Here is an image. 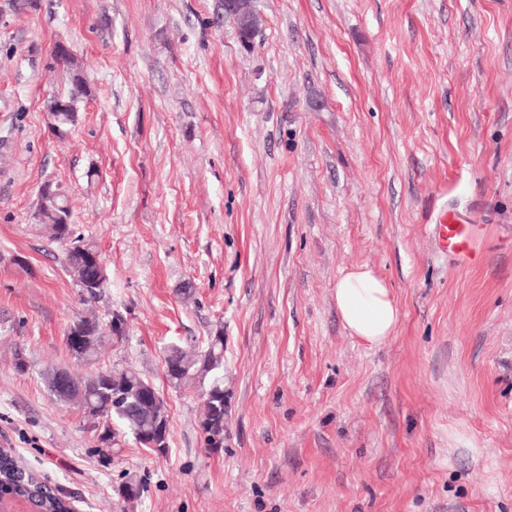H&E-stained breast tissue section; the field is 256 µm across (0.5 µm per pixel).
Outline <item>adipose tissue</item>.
<instances>
[{
  "label": "adipose tissue",
  "mask_w": 512,
  "mask_h": 512,
  "mask_svg": "<svg viewBox=\"0 0 512 512\" xmlns=\"http://www.w3.org/2000/svg\"><path fill=\"white\" fill-rule=\"evenodd\" d=\"M336 308L351 336L369 347L393 336L399 309L388 283L371 267H352L337 281Z\"/></svg>",
  "instance_id": "adipose-tissue-1"
}]
</instances>
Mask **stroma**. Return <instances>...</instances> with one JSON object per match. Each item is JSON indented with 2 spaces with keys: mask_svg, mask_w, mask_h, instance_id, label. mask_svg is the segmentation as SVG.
<instances>
[{
  "mask_svg": "<svg viewBox=\"0 0 512 512\" xmlns=\"http://www.w3.org/2000/svg\"><path fill=\"white\" fill-rule=\"evenodd\" d=\"M9 3L0 448L79 512H512V0H254L248 49L222 0ZM60 43L88 86L61 133ZM47 181L105 262L93 302L36 221ZM446 210L472 218L475 261L440 252ZM363 264L400 312L374 348L336 309ZM90 312L105 334L87 362L66 332ZM219 328L213 451L199 389L174 388L163 357ZM125 363L168 403L166 455L129 437L99 454L42 378Z\"/></svg>",
  "mask_w": 512,
  "mask_h": 512,
  "instance_id": "35a3bbf8",
  "label": "stroma"
}]
</instances>
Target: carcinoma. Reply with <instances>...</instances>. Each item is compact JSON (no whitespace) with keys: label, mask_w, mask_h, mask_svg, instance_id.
I'll use <instances>...</instances> for the list:
<instances>
[{"label":"carcinoma","mask_w":512,"mask_h":512,"mask_svg":"<svg viewBox=\"0 0 512 512\" xmlns=\"http://www.w3.org/2000/svg\"><path fill=\"white\" fill-rule=\"evenodd\" d=\"M86 94L80 73H75L72 88L62 100L69 108L59 112V125L74 121L76 104ZM72 218L66 194L55 190V194L43 197L37 221L49 226L51 237L57 242L69 245L65 251L67 267L83 264L92 267L91 254L96 247L72 239V224L61 223V217ZM82 332L83 345L75 350L76 356L92 360L98 355L101 334L94 318L84 317L73 323ZM168 368L166 377L176 388L197 387L209 398L203 400L204 413L200 421L204 446L213 450L224 447V330L219 327L208 337L202 351L185 349L178 345L169 348L164 357ZM65 374L57 369L46 372L45 382L56 398L68 401L74 394L60 388ZM149 381L131 366H115L110 370L98 371L75 384L85 398L80 404L94 427H102L99 440L103 443L114 439L115 432L130 435L142 446L150 439L158 445L160 454H166L169 447L170 415L167 401L160 393L148 392ZM0 495H9L34 502L40 512H70L69 499L50 490L42 479L32 471L15 467L10 452H0Z\"/></svg>","instance_id":"obj_1"}]
</instances>
